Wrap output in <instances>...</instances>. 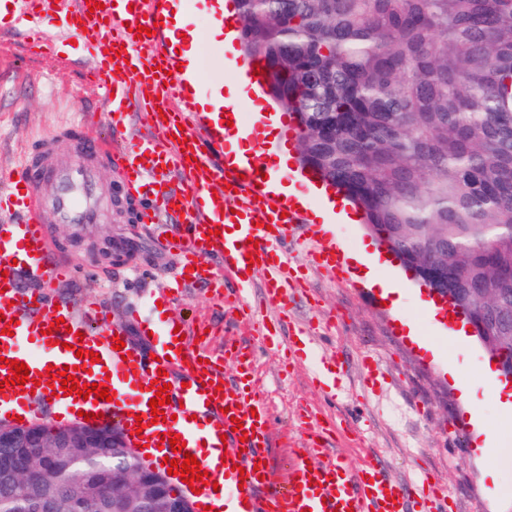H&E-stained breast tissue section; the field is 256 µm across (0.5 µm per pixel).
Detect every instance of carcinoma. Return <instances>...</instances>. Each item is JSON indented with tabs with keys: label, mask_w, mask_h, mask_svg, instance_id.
Wrapping results in <instances>:
<instances>
[{
	"label": "carcinoma",
	"mask_w": 512,
	"mask_h": 512,
	"mask_svg": "<svg viewBox=\"0 0 512 512\" xmlns=\"http://www.w3.org/2000/svg\"><path fill=\"white\" fill-rule=\"evenodd\" d=\"M244 55L305 128L299 163L386 232L417 276L488 292L460 304L512 336V0H234ZM90 448L59 475L56 512L98 472L149 470ZM0 512H44L0 481Z\"/></svg>",
	"instance_id": "1"
}]
</instances>
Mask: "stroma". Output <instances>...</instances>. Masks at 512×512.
Segmentation results:
<instances>
[{"label": "stroma", "mask_w": 512, "mask_h": 512, "mask_svg": "<svg viewBox=\"0 0 512 512\" xmlns=\"http://www.w3.org/2000/svg\"><path fill=\"white\" fill-rule=\"evenodd\" d=\"M199 43L209 53L202 90L235 82L224 67V48L212 41L213 21L207 10L191 17ZM83 43L63 47L61 54L32 61L19 35L0 36V170L17 165L25 151L37 150L41 137L68 126L77 110H97L96 88L83 81ZM48 233L73 263L71 280L57 284L58 299H83L109 312L113 326L122 328L128 344L143 353L151 347L135 318L154 295L167 315L207 328L204 346L221 353L227 348L257 351L253 373L258 392L274 410L270 432L280 439L274 464L287 473L289 451L305 447L307 430L330 420L339 428L330 447L360 458L372 450L397 480H415L427 472L443 487L447 512H512V465L499 467L496 477L485 474L478 449L481 432L500 420L493 389L476 372L489 356L476 339L458 345L444 341L446 360L438 361L412 342L403 320L416 322L425 336L442 333L429 322L422 306L426 293L399 262H391L385 278L399 284L397 306L384 304L379 292L357 277L316 267L309 246L292 248L288 258L301 268L298 283L286 292V307L270 306L261 277L247 290L246 312L235 315L207 287L189 289L182 300H169V277L178 266L174 251L162 246L151 225L127 222L110 205L100 209L98 223H49ZM111 240L121 260L93 257L91 244ZM277 324L283 336L306 331L314 338L316 356L339 361L344 368L340 393L328 398L310 378L307 364H289L285 350L262 345L259 323ZM378 375L367 380L366 367ZM473 375L469 399H462L451 369Z\"/></svg>", "instance_id": "stroma-1"}]
</instances>
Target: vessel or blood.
<instances>
[{"mask_svg":"<svg viewBox=\"0 0 512 512\" xmlns=\"http://www.w3.org/2000/svg\"><path fill=\"white\" fill-rule=\"evenodd\" d=\"M13 0L12 25L28 31L27 52L34 57L54 53L59 44L78 39L87 47L88 81L98 84L106 125L98 132L92 121L79 119L60 138L42 139L39 154H25L16 175L0 181V212L14 215L0 225V412L39 418L44 405H53V424L66 425L79 412L101 415L103 423L119 421L134 433L137 446L161 448L163 455L183 461L195 455L208 484L191 494L193 512H204L213 495L224 497V512H444L437 488L429 476L416 483H401L380 467L374 452L361 460L325 448L320 438L327 424L313 432L314 445L295 448L287 475L271 463L274 442L269 432L271 407L255 393L256 380L248 368L251 351L232 359L206 356L189 338L188 325L177 319L148 316L139 320L141 331L151 333L152 356L124 347L115 350L120 330L95 306L81 300L57 304L53 284L72 275L63 252L51 241L47 220L60 224H94L99 220L98 181L95 167L76 160L60 162L54 172L55 190L41 192L40 154H54L59 139L95 155L121 170L123 187L143 205L139 221L152 224L159 236H172V249L181 261L173 293L210 281L218 294L242 296L252 275H262L269 305H278L295 270L285 245H303L296 231L302 220L294 199L265 191L260 177L269 173L263 150H255L246 164L230 167L217 159L226 141L247 134L240 114L225 108V124H215L199 111L193 84L206 54L194 58L195 74L179 72V56L166 38L174 2L184 9L196 0ZM151 28V36H138V27ZM129 62L134 71L121 78L116 68ZM238 79L249 92L265 89L264 74L253 60L238 58ZM142 114L148 132L119 154L112 151V135L131 113ZM222 260L221 269L209 268V257ZM318 267L339 269L343 254L336 243L315 248ZM42 282L38 294L19 289L21 276ZM65 325L51 330L56 319ZM268 347L287 346L296 358L313 348V339L284 342L263 335ZM99 353L92 361L91 353ZM28 366L30 383L9 385L10 361ZM236 362L228 372V362ZM72 367L76 384H103L114 401H93L72 394L53 396L59 378L48 377V367ZM167 384L170 402L165 421L153 423L149 401L155 384ZM242 432H233L234 422ZM179 435L184 451H172L166 439ZM225 460L211 461L212 452Z\"/></svg>","mask_w":512,"mask_h":512,"instance_id":"obj_1","label":"vessel or blood"}]
</instances>
